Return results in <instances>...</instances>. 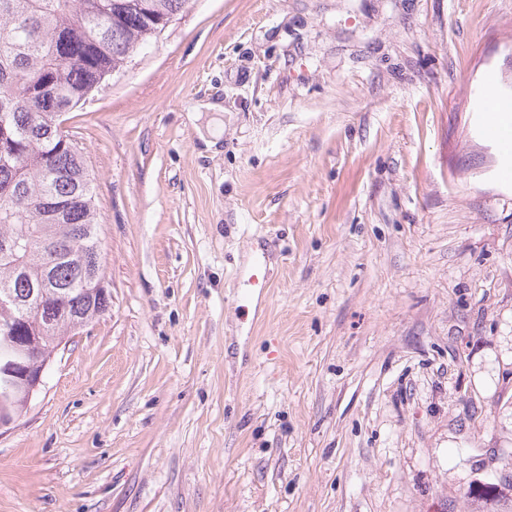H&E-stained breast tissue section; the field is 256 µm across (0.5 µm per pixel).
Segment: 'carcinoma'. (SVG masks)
Wrapping results in <instances>:
<instances>
[{"instance_id":"carcinoma-1","label":"carcinoma","mask_w":512,"mask_h":512,"mask_svg":"<svg viewBox=\"0 0 512 512\" xmlns=\"http://www.w3.org/2000/svg\"><path fill=\"white\" fill-rule=\"evenodd\" d=\"M195 0H0V300L3 328L27 336L42 323L29 300L45 277L67 294L70 317L87 325L111 293L83 292L72 240L97 228L93 178L82 148L58 132L56 115L86 102L163 22ZM473 512H505L512 475L469 486Z\"/></svg>"}]
</instances>
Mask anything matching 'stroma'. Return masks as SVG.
I'll return each mask as SVG.
<instances>
[{
    "label": "stroma",
    "mask_w": 512,
    "mask_h": 512,
    "mask_svg": "<svg viewBox=\"0 0 512 512\" xmlns=\"http://www.w3.org/2000/svg\"><path fill=\"white\" fill-rule=\"evenodd\" d=\"M490 87L512 0H195L66 114L112 303L0 434V512H470L512 472Z\"/></svg>",
    "instance_id": "35a3bbf8"
}]
</instances>
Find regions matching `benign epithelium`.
Listing matches in <instances>:
<instances>
[{
    "label": "benign epithelium",
    "mask_w": 512,
    "mask_h": 512,
    "mask_svg": "<svg viewBox=\"0 0 512 512\" xmlns=\"http://www.w3.org/2000/svg\"><path fill=\"white\" fill-rule=\"evenodd\" d=\"M42 336H7L0 345V430L12 425L27 409L42 384L43 372L52 359L45 353Z\"/></svg>",
    "instance_id": "benign-epithelium-1"
}]
</instances>
